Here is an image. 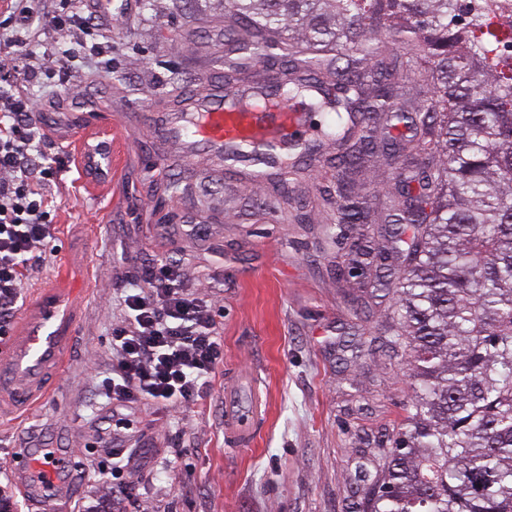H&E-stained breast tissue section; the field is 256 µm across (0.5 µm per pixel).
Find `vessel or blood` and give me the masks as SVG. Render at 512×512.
<instances>
[{
    "mask_svg": "<svg viewBox=\"0 0 512 512\" xmlns=\"http://www.w3.org/2000/svg\"><path fill=\"white\" fill-rule=\"evenodd\" d=\"M160 129L170 137L192 141L190 159L238 158L248 163L242 175L250 186L267 181L269 160L287 153L299 140L305 114L296 96L265 82L260 92L241 95L217 86L210 95L183 109L157 115ZM69 267H62L54 284L43 288L25 311L20 333L8 354L0 358V393L34 408L41 402L50 378L66 366L77 321L78 303L68 288ZM254 410L233 413L226 427L235 447L250 443L249 424ZM24 483L44 487L58 484L70 469V458L55 448H28L19 457Z\"/></svg>",
    "mask_w": 512,
    "mask_h": 512,
    "instance_id": "obj_1",
    "label": "vessel or blood"
}]
</instances>
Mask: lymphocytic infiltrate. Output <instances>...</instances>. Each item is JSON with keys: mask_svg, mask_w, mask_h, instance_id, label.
<instances>
[{"mask_svg": "<svg viewBox=\"0 0 512 512\" xmlns=\"http://www.w3.org/2000/svg\"><path fill=\"white\" fill-rule=\"evenodd\" d=\"M49 3L39 15L29 0L0 8V44L22 56L29 72L43 73L49 58L75 73L111 57L105 14L82 12L75 0ZM37 23L72 28L80 36L68 50L51 47L38 53L31 48ZM44 140L34 94L17 82L0 84V343L11 335L24 277L42 255L55 251L50 185L69 163L47 156ZM121 301L126 317L112 330V369L99 383L100 395L163 406L196 401L224 356L208 290L187 285L179 268L161 260L125 289Z\"/></svg>", "mask_w": 512, "mask_h": 512, "instance_id": "lymphocytic-infiltrate-1", "label": "lymphocytic infiltrate"}]
</instances>
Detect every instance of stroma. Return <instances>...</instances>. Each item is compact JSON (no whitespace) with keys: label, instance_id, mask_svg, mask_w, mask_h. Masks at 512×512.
Masks as SVG:
<instances>
[{"label":"stroma","instance_id":"1","mask_svg":"<svg viewBox=\"0 0 512 512\" xmlns=\"http://www.w3.org/2000/svg\"><path fill=\"white\" fill-rule=\"evenodd\" d=\"M112 68L60 71L30 82L46 122L84 114L103 120L112 143L107 175L64 173L51 186L56 255L28 273L22 303L53 282L71 253L85 277L73 286L80 318L63 380L33 412L0 406V489L14 512H38L40 492L22 488L9 461L26 448L71 452L65 512H100L112 460L99 436L112 406L97 395L112 365V328L122 318L123 288L158 259L179 261L184 276L211 292L224 359L201 400L176 410L142 402L127 415L121 444L132 493L112 498V512H359L410 393L402 356L380 341L394 310L396 219L405 209L401 176H415L414 127L374 123L380 149L354 175L370 211L342 244L325 243L335 210L325 165L335 145L313 140L315 156L278 189L245 188L214 177L207 161L182 160L183 147L162 136L148 113L190 95L199 75L224 77L222 0H109ZM396 140L401 155L382 146ZM180 179L187 195L170 194ZM367 237L383 262L362 278L336 274L338 257ZM259 395L262 416L240 450L224 439V397Z\"/></svg>","mask_w":512,"mask_h":512}]
</instances>
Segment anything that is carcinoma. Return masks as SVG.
Listing matches in <instances>:
<instances>
[{"mask_svg":"<svg viewBox=\"0 0 512 512\" xmlns=\"http://www.w3.org/2000/svg\"><path fill=\"white\" fill-rule=\"evenodd\" d=\"M484 0H224V81L263 60L276 76L331 108L328 136L346 139L331 159L340 203L326 234L366 224L349 174L374 152L379 114L423 130L421 172L405 209L388 342L408 367L405 415L381 450L362 512H512V20ZM405 53L374 71L360 65L388 43ZM418 73L426 96L395 110L393 72ZM336 87L319 99L312 84ZM304 151L280 168L293 178ZM338 267L364 276L363 243Z\"/></svg>","mask_w":512,"mask_h":512,"instance_id":"cac0c4a2","label":"carcinoma"}]
</instances>
